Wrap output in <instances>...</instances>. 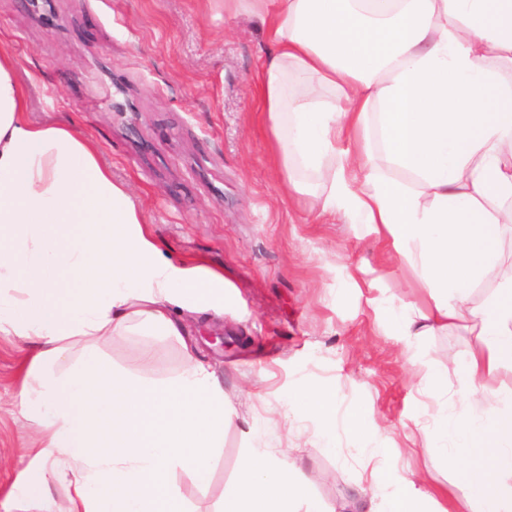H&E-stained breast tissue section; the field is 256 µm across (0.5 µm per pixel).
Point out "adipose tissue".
<instances>
[{
	"label": "adipose tissue",
	"mask_w": 512,
	"mask_h": 512,
	"mask_svg": "<svg viewBox=\"0 0 512 512\" xmlns=\"http://www.w3.org/2000/svg\"><path fill=\"white\" fill-rule=\"evenodd\" d=\"M265 28L256 74L277 162L319 177L321 213L366 224L418 270L430 313L389 309L409 340L472 319L479 343L454 361L456 402L428 433L429 453L462 476L452 508L412 479L389 512H512V276L481 304L476 285L501 266L512 228V0H223ZM354 142V152L336 144ZM125 186L74 125L27 117L16 64L0 53V333L31 342L23 403L47 433L45 456L75 466L70 512H182L176 468L198 483L222 442L224 393L186 350L160 385L113 371L93 352L68 364L65 338L123 335L129 317L180 337L182 313L224 305L222 276L156 261ZM494 404L476 415L479 395ZM336 446V394L289 401ZM222 512H324L287 463L257 448Z\"/></svg>",
	"instance_id": "obj_1"
}]
</instances>
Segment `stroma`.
Returning <instances> with one entry per match:
<instances>
[{
    "label": "stroma",
    "mask_w": 512,
    "mask_h": 512,
    "mask_svg": "<svg viewBox=\"0 0 512 512\" xmlns=\"http://www.w3.org/2000/svg\"><path fill=\"white\" fill-rule=\"evenodd\" d=\"M267 46L258 20L225 16L217 0H38L29 9L0 0V52L16 62L30 119L74 122L97 143L161 260L224 277L223 311L197 314L186 339L133 319L121 336L65 341L64 356L77 362L89 345L107 368L166 382L193 346L228 415L210 482L183 468L171 475L185 512H221L255 448L310 477L326 512H385L384 485L413 476L450 507L443 494L459 476L427 452L424 432L459 389L448 366L477 346V330L467 322L410 342L394 336L387 306L420 314L431 305L415 269L367 225L317 218L307 173L295 174L306 193L289 195L252 80ZM117 102L125 112L113 111ZM222 329L225 346L210 343ZM28 347L0 334V512H66L76 470L38 444L21 398ZM444 368L446 387H430L429 372ZM315 385L336 391L333 454L318 421L288 405ZM358 412L388 451L376 479L345 424Z\"/></svg>",
    "instance_id": "stroma-1"
}]
</instances>
